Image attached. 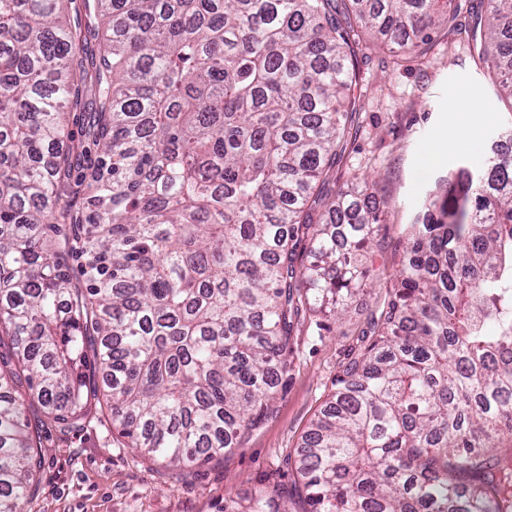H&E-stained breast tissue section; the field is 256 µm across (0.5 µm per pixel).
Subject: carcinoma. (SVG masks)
I'll list each match as a JSON object with an SVG mask.
<instances>
[{
    "instance_id": "obj_1",
    "label": "carcinoma",
    "mask_w": 512,
    "mask_h": 512,
    "mask_svg": "<svg viewBox=\"0 0 512 512\" xmlns=\"http://www.w3.org/2000/svg\"><path fill=\"white\" fill-rule=\"evenodd\" d=\"M0 0V512H22L37 425L109 422L190 468L267 415L308 310L370 277L375 183L314 217L350 134L357 26L419 56L461 0ZM467 34L512 98V0ZM100 110L98 167L71 180L69 105ZM80 200L72 209L70 200ZM309 239L308 264L295 251ZM371 340L298 450L306 512H512V151L459 167L407 228ZM82 261L74 282L70 262ZM93 359H88V347ZM274 487L224 512H288ZM80 25L84 37L85 46L88 51L97 53L98 45L103 41L105 32V20L101 18L92 5L85 6L83 0H77V11L72 12L71 19Z\"/></svg>"
}]
</instances>
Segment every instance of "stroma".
Masks as SVG:
<instances>
[{
	"label": "stroma",
	"instance_id": "obj_1",
	"mask_svg": "<svg viewBox=\"0 0 512 512\" xmlns=\"http://www.w3.org/2000/svg\"><path fill=\"white\" fill-rule=\"evenodd\" d=\"M426 55L396 64L389 45L360 32L350 52L360 61L346 150L333 179L375 180L382 221L367 256L371 276L340 316L307 312L290 342L288 373L263 423L230 454L184 469L147 460L110 443L109 423L61 434L44 426V459L23 512H224L226 499L277 485L290 512H302L304 490L296 450L311 421L335 391L336 376L364 348L370 319L379 315L405 250L406 227L421 214L436 181L461 165H480L512 101L479 66L466 35L439 29ZM480 100L484 111L471 109ZM94 94L71 110L72 174L100 153L88 138Z\"/></svg>",
	"mask_w": 512,
	"mask_h": 512
}]
</instances>
